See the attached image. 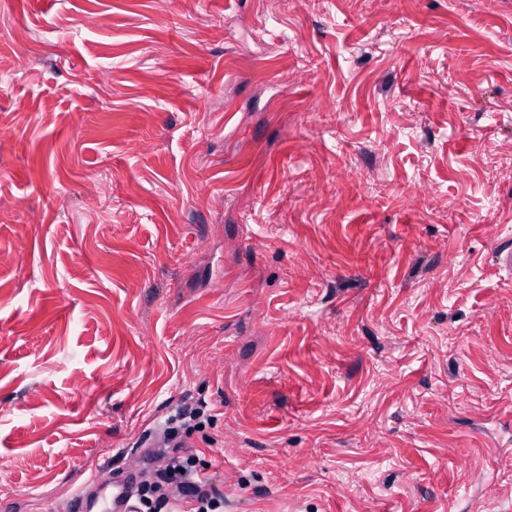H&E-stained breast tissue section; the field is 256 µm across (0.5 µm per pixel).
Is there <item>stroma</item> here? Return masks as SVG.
Segmentation results:
<instances>
[{
	"instance_id": "stroma-1",
	"label": "stroma",
	"mask_w": 512,
	"mask_h": 512,
	"mask_svg": "<svg viewBox=\"0 0 512 512\" xmlns=\"http://www.w3.org/2000/svg\"><path fill=\"white\" fill-rule=\"evenodd\" d=\"M508 143L512 0H0V502L512 507ZM211 463L190 450L173 448L168 465L141 487L144 512H224V494L208 471ZM175 486L174 492L170 487ZM185 504L189 510H173ZM183 506V507H185ZM140 474L120 473L104 459L78 488L69 512H139L136 488Z\"/></svg>"
}]
</instances>
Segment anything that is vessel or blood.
I'll list each match as a JSON object with an SVG mask.
<instances>
[{"label": "vessel or blood", "instance_id": "b4317fda", "mask_svg": "<svg viewBox=\"0 0 512 512\" xmlns=\"http://www.w3.org/2000/svg\"><path fill=\"white\" fill-rule=\"evenodd\" d=\"M135 473H120L100 463L78 488L69 512H138Z\"/></svg>", "mask_w": 512, "mask_h": 512}]
</instances>
